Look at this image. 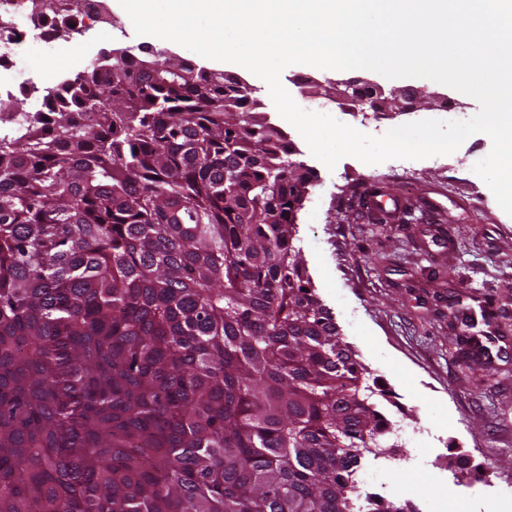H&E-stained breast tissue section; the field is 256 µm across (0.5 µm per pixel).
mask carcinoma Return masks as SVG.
I'll return each instance as SVG.
<instances>
[{"label": "carcinoma", "mask_w": 512, "mask_h": 512, "mask_svg": "<svg viewBox=\"0 0 512 512\" xmlns=\"http://www.w3.org/2000/svg\"><path fill=\"white\" fill-rule=\"evenodd\" d=\"M42 97L0 99V512H418L360 486L403 447L254 91L126 53Z\"/></svg>", "instance_id": "obj_1"}]
</instances>
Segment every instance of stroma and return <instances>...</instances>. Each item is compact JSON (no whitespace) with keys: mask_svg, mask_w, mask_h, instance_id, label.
<instances>
[{"mask_svg":"<svg viewBox=\"0 0 512 512\" xmlns=\"http://www.w3.org/2000/svg\"><path fill=\"white\" fill-rule=\"evenodd\" d=\"M144 42L129 24L109 38L80 36L58 58L78 67L100 50ZM244 79L315 174L298 215L315 292L344 340L392 390L387 416L397 428L419 430L402 459L363 466L362 489L411 500L419 512H512V216L474 171L490 138L478 133L452 154L398 168L346 156L330 169L281 117L259 77ZM376 81L423 98L412 111L377 115L373 136L411 121L466 120L479 110L470 97L455 111L440 107L433 96L448 88L435 82ZM358 185L364 197L353 196ZM460 310L482 345L473 364L461 358L448 327ZM451 445L480 463L482 480H456L444 467Z\"/></svg>","mask_w":512,"mask_h":512,"instance_id":"35a3bbf8","label":"stroma"}]
</instances>
